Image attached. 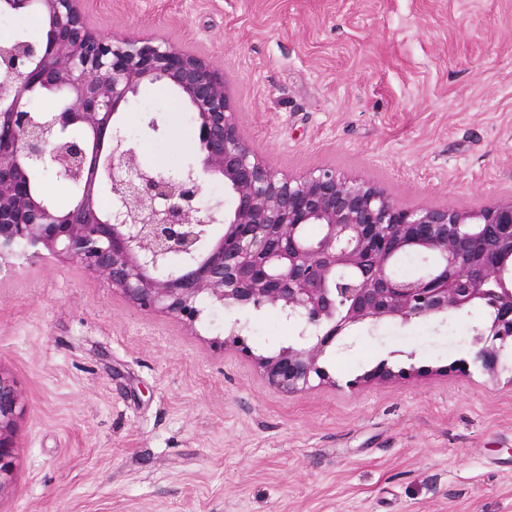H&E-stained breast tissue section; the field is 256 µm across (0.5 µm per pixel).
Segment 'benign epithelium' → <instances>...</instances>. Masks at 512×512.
I'll list each match as a JSON object with an SVG mask.
<instances>
[{"label":"benign epithelium","instance_id":"benign-epithelium-1","mask_svg":"<svg viewBox=\"0 0 512 512\" xmlns=\"http://www.w3.org/2000/svg\"><path fill=\"white\" fill-rule=\"evenodd\" d=\"M35 12L45 41L0 42V263L38 248L103 277L137 308L193 326L205 300L273 310L296 326L292 344L256 355L241 328L230 340L269 386L292 395L330 381L328 349L357 325L448 319L480 305L475 362L488 374L512 348V201L474 211L410 208L360 179L323 169L278 175L243 138L224 72L207 58L152 38L91 28L78 0H0ZM163 82L195 114L201 168L175 177L145 169L115 117L140 90ZM54 94L33 111L27 98ZM109 137L100 160L91 143ZM37 173L70 182L60 211L34 192ZM220 176L230 205H197ZM111 193L107 207L99 202ZM319 225L310 238L306 228ZM425 265L409 280L405 256ZM398 372L384 360L355 382ZM23 394L0 373V492L13 468Z\"/></svg>","mask_w":512,"mask_h":512}]
</instances>
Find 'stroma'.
I'll return each mask as SVG.
<instances>
[{"label":"stroma","mask_w":512,"mask_h":512,"mask_svg":"<svg viewBox=\"0 0 512 512\" xmlns=\"http://www.w3.org/2000/svg\"><path fill=\"white\" fill-rule=\"evenodd\" d=\"M90 26L208 57L278 173L331 168L405 206L512 198V0H80ZM118 127L144 167L197 166L193 112L142 88ZM478 306L353 328L331 383L287 396L253 355L277 313L201 322L129 304L51 255L0 268V372L25 395L0 512H512V374L472 366ZM241 322L252 356L210 340ZM410 375L359 383L380 361Z\"/></svg>","instance_id":"stroma-1"}]
</instances>
